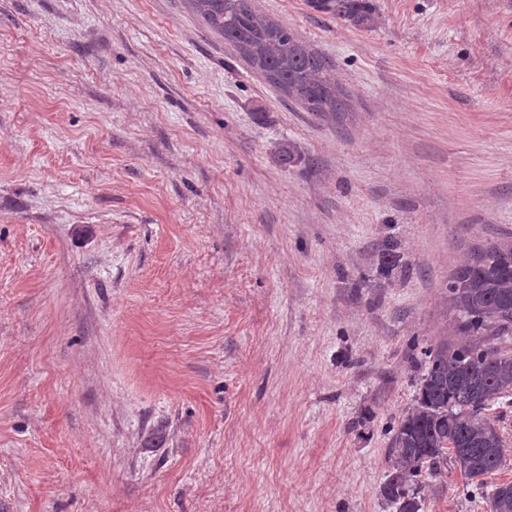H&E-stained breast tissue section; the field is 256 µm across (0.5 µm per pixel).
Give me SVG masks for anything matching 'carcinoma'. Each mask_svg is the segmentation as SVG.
<instances>
[{"instance_id": "cac0c4a2", "label": "carcinoma", "mask_w": 512, "mask_h": 512, "mask_svg": "<svg viewBox=\"0 0 512 512\" xmlns=\"http://www.w3.org/2000/svg\"><path fill=\"white\" fill-rule=\"evenodd\" d=\"M195 15L224 37L268 84L307 112L347 109L335 67L288 27L258 12L253 0H190ZM313 10L360 28L377 19L372 0H308ZM397 244L379 249L380 272L387 273ZM448 299L457 313V333L466 340L430 352L415 404L395 428L392 460L383 486L391 505L409 498L421 510L418 477L453 460L465 479L480 483L503 466V439L486 411L512 394V352L496 341L512 336V243L503 240L474 249L448 278ZM490 512H512V483L498 484L489 496Z\"/></svg>"}]
</instances>
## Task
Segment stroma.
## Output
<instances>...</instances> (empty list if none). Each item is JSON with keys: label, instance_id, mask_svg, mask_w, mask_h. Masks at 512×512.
<instances>
[{"label": "stroma", "instance_id": "stroma-1", "mask_svg": "<svg viewBox=\"0 0 512 512\" xmlns=\"http://www.w3.org/2000/svg\"><path fill=\"white\" fill-rule=\"evenodd\" d=\"M374 2L256 0L333 61L323 117L189 0H0V512H395L448 276L512 237V0ZM492 412L504 468L421 512L512 482ZM313 10L336 16L360 28H372L377 8L371 0H309Z\"/></svg>", "mask_w": 512, "mask_h": 512}]
</instances>
